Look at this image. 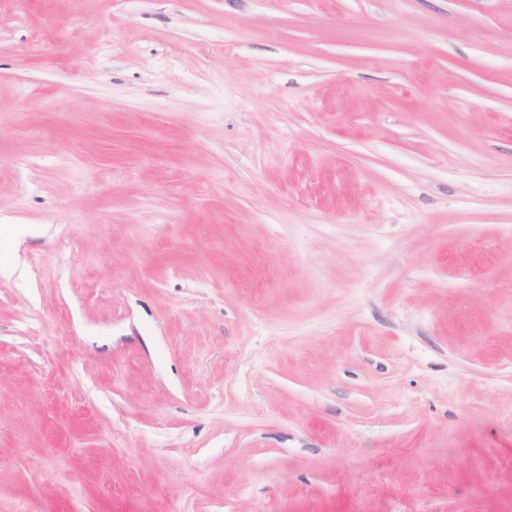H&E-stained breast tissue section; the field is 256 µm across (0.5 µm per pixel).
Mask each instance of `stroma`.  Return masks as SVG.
<instances>
[{"mask_svg":"<svg viewBox=\"0 0 512 512\" xmlns=\"http://www.w3.org/2000/svg\"><path fill=\"white\" fill-rule=\"evenodd\" d=\"M0 512H512V0H0Z\"/></svg>","mask_w":512,"mask_h":512,"instance_id":"1","label":"stroma"}]
</instances>
